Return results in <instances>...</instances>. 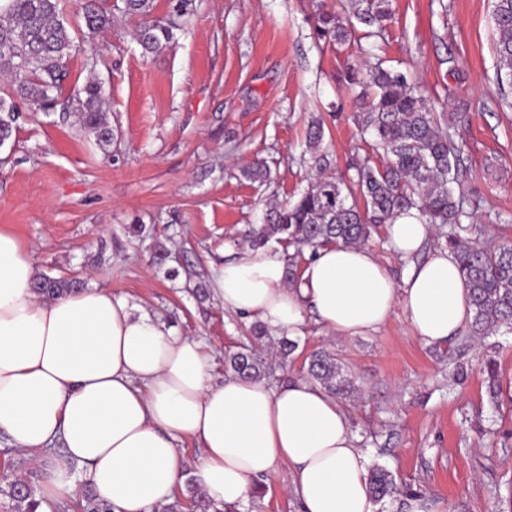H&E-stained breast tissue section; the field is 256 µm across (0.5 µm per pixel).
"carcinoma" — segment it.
Wrapping results in <instances>:
<instances>
[{"label": "carcinoma", "mask_w": 512, "mask_h": 512, "mask_svg": "<svg viewBox=\"0 0 512 512\" xmlns=\"http://www.w3.org/2000/svg\"><path fill=\"white\" fill-rule=\"evenodd\" d=\"M195 0H166L162 16H154L155 0H116L104 8L100 0H84L83 16L89 33L112 27L113 12L138 19L134 38L145 54L157 55L184 29L194 11ZM353 16L364 27L363 37L376 35L390 20L389 0H358ZM496 54L499 70L512 82V0H496ZM354 24L345 23L336 13L319 11L314 35L329 44L349 40ZM77 50L76 36L60 19L59 0H6L0 5V72L11 77L0 92V140L12 134L19 103L31 112H52L59 102L58 92L68 77L66 61ZM345 85L361 101L358 126L372 135L371 149L382 153L384 163L364 162L356 166V178L349 181L326 175V155L322 151L324 127L309 124L307 151L318 175L297 199L270 206L264 223L251 227L246 239L254 248L276 244L287 253L286 280L298 275L296 258L304 249L316 250L339 244H364L378 224H387L411 209L427 224L448 228L446 243L457 257L468 282L473 310L470 335L485 336L501 327L512 329V243L480 246L476 237L487 232L477 224H465L470 217V200L455 192L463 171L462 148L448 128L441 126L432 105L409 81L407 75L382 65L366 62L362 68L349 67ZM83 131L102 148L110 147L116 129L107 117L103 85L88 78L69 98ZM80 287L77 280L43 275L36 279L38 294L54 297ZM250 336L236 350L228 352L225 363L235 376L258 379L268 363L261 350L271 343L267 327L254 324ZM308 380L338 399H348L355 387L336 355L319 349L307 357ZM186 494L161 506V512H231L219 506L190 477ZM372 498L381 501L398 492L393 475L376 466L369 477ZM3 495L6 512H37L42 496L29 480H11ZM67 508L73 512H112V505L88 491Z\"/></svg>", "instance_id": "cac0c4a2"}]
</instances>
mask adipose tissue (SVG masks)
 Returning a JSON list of instances; mask_svg holds the SVG:
<instances>
[{
  "instance_id": "adipose-tissue-1",
  "label": "adipose tissue",
  "mask_w": 512,
  "mask_h": 512,
  "mask_svg": "<svg viewBox=\"0 0 512 512\" xmlns=\"http://www.w3.org/2000/svg\"><path fill=\"white\" fill-rule=\"evenodd\" d=\"M385 231L407 262L401 276L368 248L340 244L318 249L290 284L282 250L246 247L215 268L214 294L280 334L304 335L312 321L362 336L399 311L416 339L445 345L473 315L454 254L417 260L430 233L417 211ZM36 268L34 252L0 230V435L44 473L37 512L87 485L113 512H154L183 483L177 446L188 437L203 448L195 478L217 504L239 505L255 478L284 465L301 512H375L366 457L327 391L299 377L216 381L200 340L103 288L42 298ZM74 463L85 482L67 480Z\"/></svg>"
}]
</instances>
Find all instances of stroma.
I'll return each mask as SVG.
<instances>
[{"label":"stroma","instance_id":"stroma-1","mask_svg":"<svg viewBox=\"0 0 512 512\" xmlns=\"http://www.w3.org/2000/svg\"><path fill=\"white\" fill-rule=\"evenodd\" d=\"M61 6L79 43L64 92L96 71L119 139L101 150L63 104L20 112L0 146V229L35 250L38 274L108 289L201 340L224 379V354L250 321L217 297L198 301L189 278L210 279L269 204L307 189L310 118L324 122L328 173L354 177L367 145L343 74L367 53L313 35L318 8L345 18L350 0H195L188 26L155 58L132 39L133 20L90 38L80 0ZM494 6L390 0L377 45L461 145L471 223L512 240V85L498 81ZM257 161L269 181L244 177ZM131 224L145 225L146 239L128 237ZM159 246L170 254L161 264ZM297 342L293 362L272 363L265 381L305 376L314 349L336 353L356 387L344 404L356 445L400 489L376 512H404L408 490L444 512H512V329L479 340L464 333L440 350L415 339L397 312L363 336L331 339L312 323ZM489 359L502 389L495 402ZM290 481L284 465L261 477L238 512H299Z\"/></svg>","mask_w":512,"mask_h":512}]
</instances>
